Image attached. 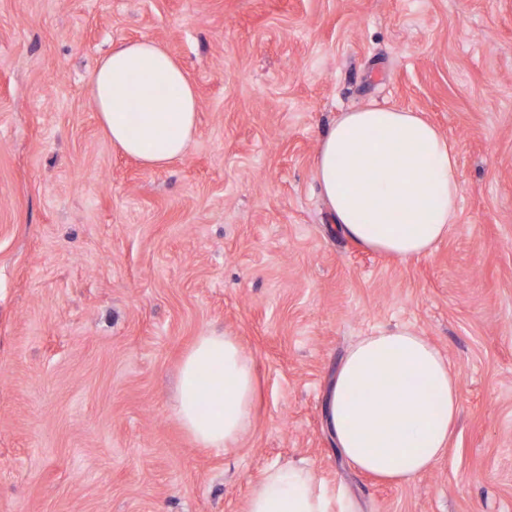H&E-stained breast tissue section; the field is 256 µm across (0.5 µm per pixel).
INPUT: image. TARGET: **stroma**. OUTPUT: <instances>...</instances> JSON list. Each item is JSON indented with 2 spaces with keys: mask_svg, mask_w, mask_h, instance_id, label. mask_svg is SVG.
<instances>
[{
  "mask_svg": "<svg viewBox=\"0 0 512 512\" xmlns=\"http://www.w3.org/2000/svg\"><path fill=\"white\" fill-rule=\"evenodd\" d=\"M151 39L198 95L186 154L113 147L88 82ZM424 113L456 146L458 217L433 254L365 250L314 175L340 113ZM458 373L448 451L411 485L355 470L324 407L378 326ZM208 329L251 354L238 447L172 411ZM292 462L361 512H512V0H0V512H242Z\"/></svg>",
  "mask_w": 512,
  "mask_h": 512,
  "instance_id": "35a3bbf8",
  "label": "stroma"
}]
</instances>
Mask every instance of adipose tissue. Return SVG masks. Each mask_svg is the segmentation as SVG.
I'll use <instances>...</instances> for the list:
<instances>
[{"instance_id":"obj_1","label":"adipose tissue","mask_w":512,"mask_h":512,"mask_svg":"<svg viewBox=\"0 0 512 512\" xmlns=\"http://www.w3.org/2000/svg\"><path fill=\"white\" fill-rule=\"evenodd\" d=\"M113 146L145 167L181 157L196 131L197 94L183 66L157 42L114 45L88 82ZM144 111H135L138 103ZM315 178L339 232L401 261L429 255L457 218L456 147L420 113L367 107L342 113L321 141ZM258 381L237 336L208 330L180 361L173 411L203 448H233L251 424ZM459 406L447 356L411 327H380L347 351L331 384L327 422L359 471L400 486L445 454ZM245 512H358L314 471L271 466Z\"/></svg>"}]
</instances>
